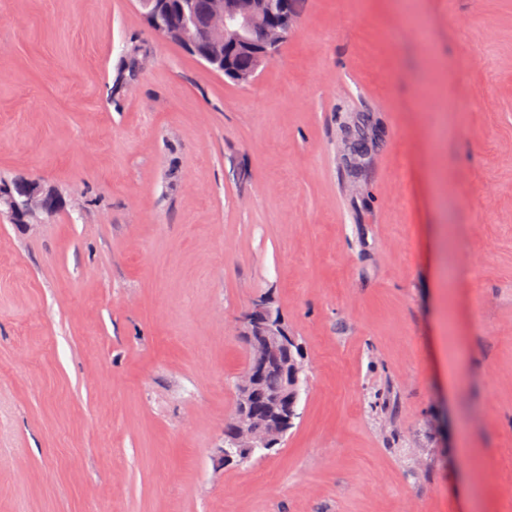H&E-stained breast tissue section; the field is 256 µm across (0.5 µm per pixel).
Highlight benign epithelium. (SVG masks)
Listing matches in <instances>:
<instances>
[{
    "label": "benign epithelium",
    "mask_w": 512,
    "mask_h": 512,
    "mask_svg": "<svg viewBox=\"0 0 512 512\" xmlns=\"http://www.w3.org/2000/svg\"><path fill=\"white\" fill-rule=\"evenodd\" d=\"M153 32L161 38L178 42L210 68L229 74L237 85H249L257 78L258 69L270 64L291 31L295 22L292 0H209L205 13H199L196 0H138ZM268 23L264 42L255 44L248 38L250 29L257 23ZM224 45L226 54L217 52ZM235 49L250 51L257 61V69L238 73L231 67L227 52ZM15 188L20 199L11 201L9 215L18 224H27L39 215L56 211L61 203L57 191L38 182L18 179ZM238 334L249 342L278 343L289 346L293 338L280 321L271 319L266 303L258 300L239 319ZM297 412L276 416L262 427H255L239 413L238 434L252 442L258 440L268 451L279 443L281 436Z\"/></svg>",
    "instance_id": "obj_1"
}]
</instances>
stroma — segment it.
Wrapping results in <instances>:
<instances>
[{
  "label": "stroma",
  "instance_id": "35a3bbf8",
  "mask_svg": "<svg viewBox=\"0 0 512 512\" xmlns=\"http://www.w3.org/2000/svg\"><path fill=\"white\" fill-rule=\"evenodd\" d=\"M398 2L239 86L137 0H0V176L65 200L0 213V512H512V0ZM261 298L299 416L224 466ZM351 126L349 131V144L352 150L358 154H365L367 150L374 152L378 147L380 137L377 132V124L369 114H358L348 123ZM14 185L20 200L13 199L7 213L18 224H27L40 214L55 212L60 206L61 198L53 188L24 179L15 180ZM238 334L249 342L270 344L280 343L283 348L289 349V343L293 342L292 336L281 321L271 319L266 303L258 300L239 319Z\"/></svg>",
  "mask_w": 512,
  "mask_h": 512
}]
</instances>
